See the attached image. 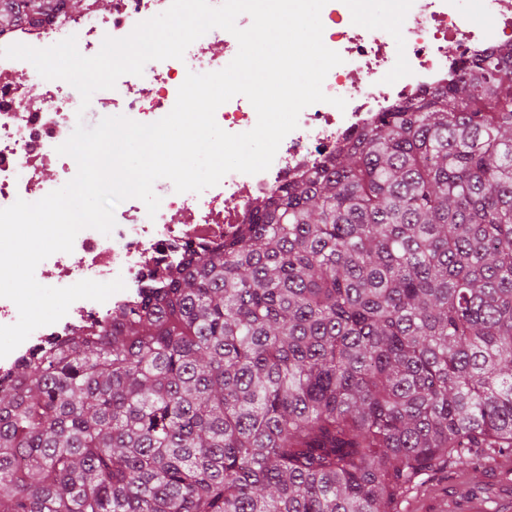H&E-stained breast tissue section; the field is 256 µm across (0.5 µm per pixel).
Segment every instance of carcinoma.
Segmentation results:
<instances>
[{"mask_svg":"<svg viewBox=\"0 0 512 512\" xmlns=\"http://www.w3.org/2000/svg\"><path fill=\"white\" fill-rule=\"evenodd\" d=\"M53 2L0 0V30ZM507 57L0 377V512H400L512 453Z\"/></svg>","mask_w":512,"mask_h":512,"instance_id":"cac0c4a2","label":"carcinoma"}]
</instances>
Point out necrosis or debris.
Wrapping results in <instances>:
<instances>
[{
	"mask_svg": "<svg viewBox=\"0 0 512 512\" xmlns=\"http://www.w3.org/2000/svg\"><path fill=\"white\" fill-rule=\"evenodd\" d=\"M398 26L369 27L377 0H328L321 11L323 42L343 62L327 74L329 100L302 110L298 126L281 142L271 167L254 175L228 173L201 193H176L163 183L154 191L161 204L156 216L140 200L116 212L110 234L86 228L72 252L56 253L35 270L39 283L66 287L84 279L122 278L125 288L99 303L80 299L58 322L34 331L7 357L0 375L38 348L89 329L112 310L133 305L155 287L163 271H178L191 252H203L236 234L251 208L275 189L298 182L331 159L350 137L380 113L446 88L459 73L461 59L512 50V0H390ZM171 0H85L80 12L61 10L25 19L0 30V48L23 43L45 48L76 36L81 54L99 52L104 37L122 38L144 20L163 13ZM187 75L182 61H151L142 75L121 76L107 90L102 111L122 108L126 116L150 123L173 108ZM345 99V109L331 105ZM76 107L73 87L47 80L24 60L0 58V208L16 199L35 202L77 173L72 157L57 146L71 135Z\"/></svg>",
	"mask_w": 512,
	"mask_h": 512,
	"instance_id": "1",
	"label": "necrosis or debris"
}]
</instances>
